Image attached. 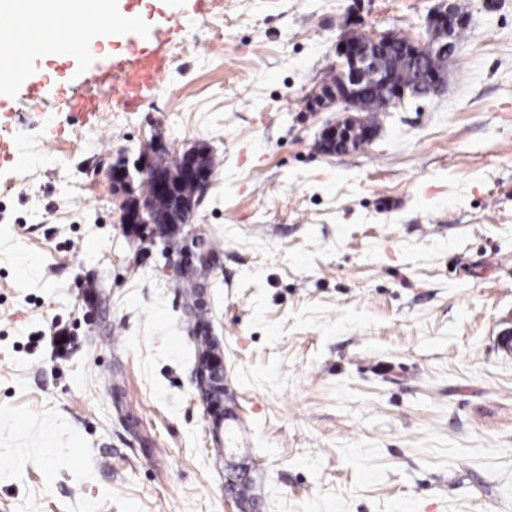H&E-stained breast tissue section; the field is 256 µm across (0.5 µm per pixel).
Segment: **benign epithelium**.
I'll return each mask as SVG.
<instances>
[{"instance_id":"1","label":"benign epithelium","mask_w":512,"mask_h":512,"mask_svg":"<svg viewBox=\"0 0 512 512\" xmlns=\"http://www.w3.org/2000/svg\"><path fill=\"white\" fill-rule=\"evenodd\" d=\"M459 26L465 19L453 15L448 0H438L427 16V37L408 40V52L419 63L442 55L455 53L457 43L449 23ZM396 40V36L385 31L381 33L355 32L339 40V62L333 65L336 82H326L308 97L312 110L318 111L334 106L345 116L329 125L322 134L319 144L321 151L328 150L332 143L347 151L360 147L374 138V130L365 125L363 117L355 112L350 93L363 91L376 84L387 90L386 108H395L407 100L417 99L420 94L411 86L395 81L394 75L386 70L383 59L385 48ZM203 150L199 147L174 152L176 162L173 170L162 172L142 157L137 159L135 170L152 181L154 196L140 200L131 196L132 177L126 165H113L109 169L112 191L118 199L119 223L141 231L144 238L153 242L156 237L177 240L179 259L174 263L175 277L196 283L199 296H205L204 288L218 267L219 258L208 255L201 249L203 236L189 224L201 198L208 191L212 172L200 164ZM191 337L198 344L205 340L207 347L200 351L192 371L196 388L204 392L212 386L224 384V352L217 336L212 333L211 324L193 327ZM207 416L218 428L224 424V400L203 399Z\"/></svg>"}]
</instances>
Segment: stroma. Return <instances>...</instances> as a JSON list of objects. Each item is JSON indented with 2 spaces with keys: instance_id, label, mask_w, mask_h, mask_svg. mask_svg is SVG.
Returning a JSON list of instances; mask_svg holds the SVG:
<instances>
[{
  "instance_id": "1",
  "label": "stroma",
  "mask_w": 512,
  "mask_h": 512,
  "mask_svg": "<svg viewBox=\"0 0 512 512\" xmlns=\"http://www.w3.org/2000/svg\"><path fill=\"white\" fill-rule=\"evenodd\" d=\"M454 2L445 90L355 150H318L338 114L306 95L353 5L412 37L432 0H164L182 23L138 110L17 112L0 512H230L176 257L119 224L107 176L154 131L219 159L194 223L222 244L224 445L261 512H512V0Z\"/></svg>"
}]
</instances>
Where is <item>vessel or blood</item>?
<instances>
[{
	"instance_id": "b4317fda",
	"label": "vessel or blood",
	"mask_w": 512,
	"mask_h": 512,
	"mask_svg": "<svg viewBox=\"0 0 512 512\" xmlns=\"http://www.w3.org/2000/svg\"><path fill=\"white\" fill-rule=\"evenodd\" d=\"M155 9L154 0H123L122 7L109 8L100 21L104 39L66 45L53 68L33 55L22 37L9 39L0 51V65L23 73L13 85L11 103L50 92L57 108L85 121L98 117L109 94L126 109H138L166 66V46L174 29L167 17L151 26L143 24V13Z\"/></svg>"
}]
</instances>
